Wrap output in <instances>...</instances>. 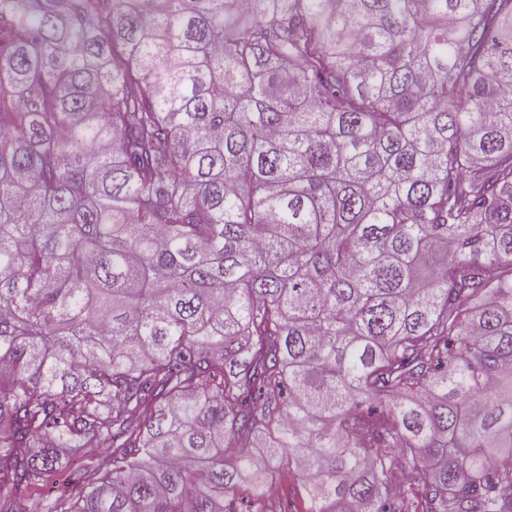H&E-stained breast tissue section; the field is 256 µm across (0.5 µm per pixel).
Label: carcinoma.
I'll list each match as a JSON object with an SVG mask.
<instances>
[{"label": "carcinoma", "mask_w": 512, "mask_h": 512, "mask_svg": "<svg viewBox=\"0 0 512 512\" xmlns=\"http://www.w3.org/2000/svg\"><path fill=\"white\" fill-rule=\"evenodd\" d=\"M292 466L512 512V0H0V512Z\"/></svg>", "instance_id": "obj_1"}]
</instances>
